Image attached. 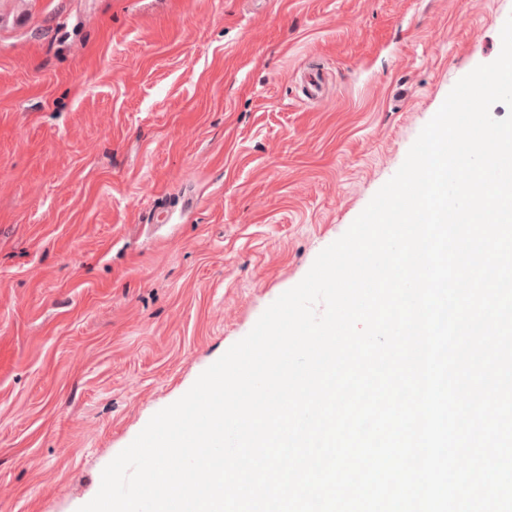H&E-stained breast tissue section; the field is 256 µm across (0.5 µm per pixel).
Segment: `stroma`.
<instances>
[{
  "label": "stroma",
  "mask_w": 512,
  "mask_h": 512,
  "mask_svg": "<svg viewBox=\"0 0 512 512\" xmlns=\"http://www.w3.org/2000/svg\"><path fill=\"white\" fill-rule=\"evenodd\" d=\"M511 16L512 0H0V512L92 500L499 56Z\"/></svg>",
  "instance_id": "obj_1"
}]
</instances>
